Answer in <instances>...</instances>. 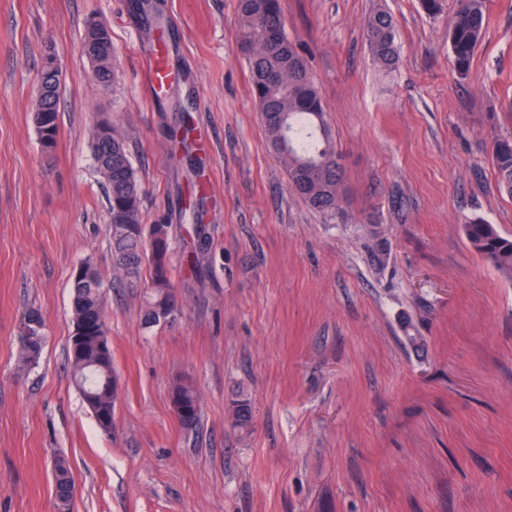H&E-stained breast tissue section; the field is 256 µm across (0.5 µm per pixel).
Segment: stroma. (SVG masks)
<instances>
[{
  "label": "stroma",
  "instance_id": "1",
  "mask_svg": "<svg viewBox=\"0 0 512 512\" xmlns=\"http://www.w3.org/2000/svg\"><path fill=\"white\" fill-rule=\"evenodd\" d=\"M162 13L172 78L149 99L157 35L129 0H0V512H512V281L469 246L465 220L512 236L492 134H512V0H490L470 75L448 49L453 0H281L343 156L347 201L314 211L287 186L250 92L238 0H142ZM396 20L399 58L371 63L363 28ZM97 19L116 77L97 86L79 50ZM60 67L57 144L33 121L47 50ZM209 140L184 160L183 114ZM108 121L143 189L144 224L172 227L178 310L143 323L144 282L114 269L91 147ZM215 184L195 270L183 210L197 170ZM106 284L118 398L104 433L70 372L74 268ZM46 344L21 366L20 330ZM196 388L182 428L173 381ZM246 398L252 425L231 406ZM43 326L42 317L37 311H31L25 319L21 328V340L27 342L33 338L32 336H36V338L27 344L21 342L20 361L23 365H32V354L37 356L38 361L44 343ZM174 400L180 401L186 410L181 426L186 430L195 429L200 418V404L196 390L190 381L180 378L173 384L170 401Z\"/></svg>",
  "mask_w": 512,
  "mask_h": 512
}]
</instances>
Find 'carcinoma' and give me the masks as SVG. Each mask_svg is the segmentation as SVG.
Masks as SVG:
<instances>
[{"instance_id": "obj_1", "label": "carcinoma", "mask_w": 512, "mask_h": 512, "mask_svg": "<svg viewBox=\"0 0 512 512\" xmlns=\"http://www.w3.org/2000/svg\"><path fill=\"white\" fill-rule=\"evenodd\" d=\"M489 0H455L448 24V44L456 72L466 77L485 28ZM240 18L239 44L246 61L251 93L288 177V188L310 208L318 212L339 211L345 202L343 157L327 137L325 106L310 71L305 54L285 29L281 0H238ZM364 37L372 64L390 72L397 60L396 25L390 13L375 10L367 19ZM40 82L49 89L46 112L35 121L42 147L50 150L58 132L60 71L54 53L45 55ZM95 163L112 160L106 178L107 209L112 237L114 266L125 277L138 279L147 273L150 288L144 322H160L158 310L174 312L177 298L170 279L172 267V235L169 224L142 223V190L126 146L122 140L92 133ZM491 158L500 187L512 196V136L492 137ZM194 238L183 252L188 265L198 264V252L205 241L201 211L193 212ZM469 245L490 266L512 280V237L498 232L481 218L464 224ZM86 277L72 282V314L79 316L83 332L71 335L69 360L73 381L85 378L81 394L90 406L98 427L112 432V413L118 397L112 375L111 349H101L100 338L107 337L104 281L92 258L80 262ZM21 335L35 340L22 345L20 361L30 365L33 356L41 355L44 333L41 315L32 311L25 319ZM170 400L180 401L185 410L181 426L196 428L200 404L192 383L177 380ZM252 408L246 398L234 406V424L250 427Z\"/></svg>"}]
</instances>
